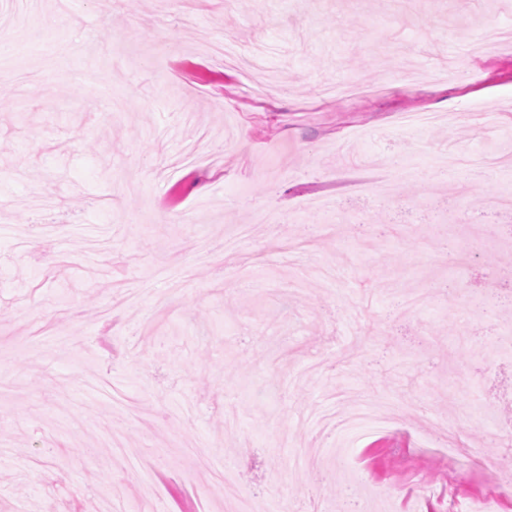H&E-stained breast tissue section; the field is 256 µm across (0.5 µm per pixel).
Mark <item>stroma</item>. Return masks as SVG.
Returning <instances> with one entry per match:
<instances>
[{"label": "stroma", "mask_w": 512, "mask_h": 512, "mask_svg": "<svg viewBox=\"0 0 512 512\" xmlns=\"http://www.w3.org/2000/svg\"><path fill=\"white\" fill-rule=\"evenodd\" d=\"M55 3L0 0V512H228V470L256 512H480L429 441L512 458V46L466 49L512 0ZM368 401L400 413L309 464Z\"/></svg>", "instance_id": "stroma-1"}]
</instances>
